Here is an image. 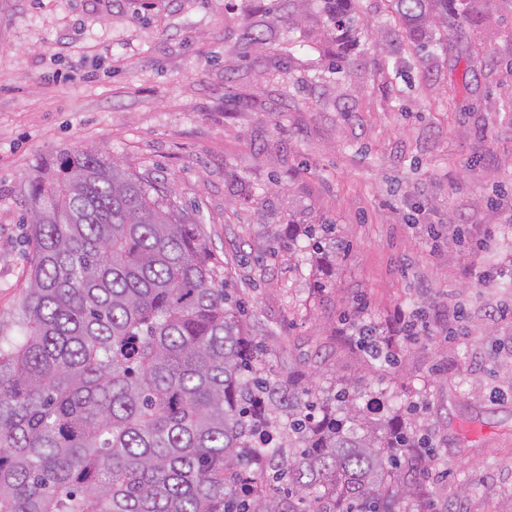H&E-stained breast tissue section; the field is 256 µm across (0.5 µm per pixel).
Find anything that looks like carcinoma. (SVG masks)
<instances>
[{
    "label": "carcinoma",
    "mask_w": 512,
    "mask_h": 512,
    "mask_svg": "<svg viewBox=\"0 0 512 512\" xmlns=\"http://www.w3.org/2000/svg\"><path fill=\"white\" fill-rule=\"evenodd\" d=\"M350 62L354 0H322ZM479 0H395L413 40ZM34 255L0 334V512H394L397 410L272 383L198 220L91 148L30 182ZM389 412L386 418L376 412Z\"/></svg>",
    "instance_id": "1"
}]
</instances>
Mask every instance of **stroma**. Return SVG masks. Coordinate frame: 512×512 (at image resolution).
<instances>
[{
  "instance_id": "stroma-1",
  "label": "stroma",
  "mask_w": 512,
  "mask_h": 512,
  "mask_svg": "<svg viewBox=\"0 0 512 512\" xmlns=\"http://www.w3.org/2000/svg\"><path fill=\"white\" fill-rule=\"evenodd\" d=\"M356 8L336 74L320 0H0V318L33 257L29 181L98 149L198 213L273 380L417 413L419 512H512V11L479 0L463 43L421 50L392 0ZM312 224L335 227L318 255L291 246ZM401 312L421 330L393 335L397 363L349 342Z\"/></svg>"
}]
</instances>
